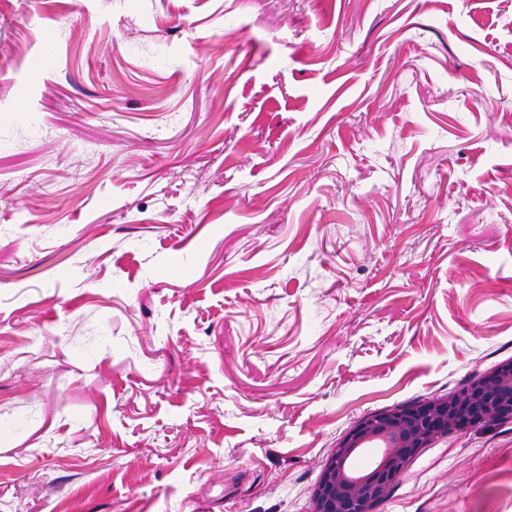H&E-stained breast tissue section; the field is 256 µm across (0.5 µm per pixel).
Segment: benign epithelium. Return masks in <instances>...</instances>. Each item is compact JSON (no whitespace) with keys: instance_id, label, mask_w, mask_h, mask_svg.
<instances>
[{"instance_id":"1","label":"benign epithelium","mask_w":512,"mask_h":512,"mask_svg":"<svg viewBox=\"0 0 512 512\" xmlns=\"http://www.w3.org/2000/svg\"><path fill=\"white\" fill-rule=\"evenodd\" d=\"M512 422V362L466 382L452 394L394 406L361 419L336 444L312 491L314 512H376L420 451L473 426ZM376 453L365 469L354 465Z\"/></svg>"}]
</instances>
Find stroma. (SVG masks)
Returning a JSON list of instances; mask_svg holds the SVG:
<instances>
[{"mask_svg": "<svg viewBox=\"0 0 512 512\" xmlns=\"http://www.w3.org/2000/svg\"><path fill=\"white\" fill-rule=\"evenodd\" d=\"M510 360L512 0H0V512H312ZM377 512H512V424Z\"/></svg>", "mask_w": 512, "mask_h": 512, "instance_id": "1", "label": "stroma"}]
</instances>
